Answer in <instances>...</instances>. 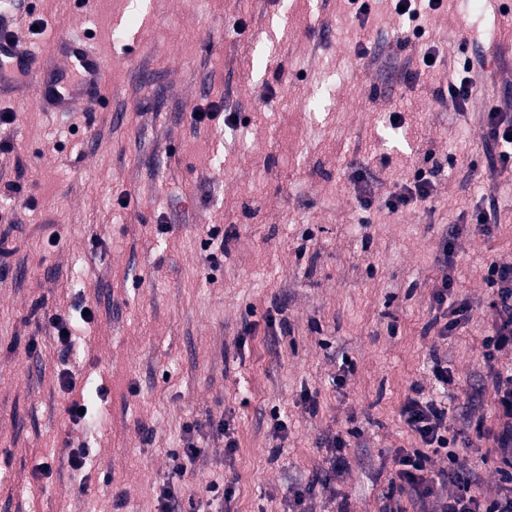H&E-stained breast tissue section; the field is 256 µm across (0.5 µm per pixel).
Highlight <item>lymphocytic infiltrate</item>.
<instances>
[{
  "instance_id": "f902f5d3",
  "label": "lymphocytic infiltrate",
  "mask_w": 512,
  "mask_h": 512,
  "mask_svg": "<svg viewBox=\"0 0 512 512\" xmlns=\"http://www.w3.org/2000/svg\"><path fill=\"white\" fill-rule=\"evenodd\" d=\"M483 144L491 171L512 169L511 118L495 110L487 112ZM486 283L494 320L491 333L482 342L483 358L498 365L493 385L497 426L488 430L487 437L503 464V483L494 492H476L465 466L450 448L448 405L426 392L427 385L445 387L452 382L447 361L437 358L429 384H415L401 406L400 413L419 445L395 449L394 471L389 479L391 492L381 512H408L400 501L404 494L418 504V512H512V257L493 259ZM453 291L454 280L445 273L430 297V306L441 319L436 336L442 341L471 320L470 300H452ZM206 428L223 438L225 455L235 452L237 440L229 420L212 419L205 425L189 423L182 447L170 454L173 474L181 478L193 475L205 453L200 436ZM326 445L330 454L324 477L287 489L288 504L294 512H348L347 500L339 492L348 470L343 456L347 442L335 434L327 438ZM206 491L203 498L188 496L183 485L161 481L154 491L155 512H229L235 496L233 482L213 480Z\"/></svg>"
}]
</instances>
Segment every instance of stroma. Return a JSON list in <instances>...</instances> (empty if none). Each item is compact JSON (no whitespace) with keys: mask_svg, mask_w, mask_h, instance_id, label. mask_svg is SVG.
I'll use <instances>...</instances> for the list:
<instances>
[{"mask_svg":"<svg viewBox=\"0 0 512 512\" xmlns=\"http://www.w3.org/2000/svg\"><path fill=\"white\" fill-rule=\"evenodd\" d=\"M503 6L445 0L415 42L390 0H373L365 22L345 0H6L8 26L37 51L77 34L106 74L99 99L70 113L43 111L26 89L0 100L15 116L0 126V179L21 185L0 196V512H154L183 425L212 415L237 449L225 457L204 436L188 493L204 497L221 475L232 512H285L288 484L322 472V440L341 432L350 512H380L394 449L417 445L400 407L430 378V293L452 229L454 296L473 311L442 351L448 418L476 489L500 484L483 437L492 396L472 418L461 410L472 386L493 383L484 277L512 256V171L491 175L482 151L487 112L512 114ZM425 44L436 65L407 81ZM467 57L483 65L460 110L436 92ZM198 109L213 120L194 126ZM227 112L241 124L225 125ZM394 112L406 119L396 134ZM419 169L434 174L430 202L388 210ZM490 203L497 222L477 229L471 215ZM214 227L224 253L212 262ZM38 301L95 312L69 360L77 383L107 390L89 427L65 412ZM275 312L286 333L267 329ZM78 442L91 448L83 481L66 464ZM50 453L54 473L39 479Z\"/></svg>","mask_w":512,"mask_h":512,"instance_id":"35a3bbf8","label":"stroma"}]
</instances>
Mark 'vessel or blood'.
<instances>
[{
  "mask_svg": "<svg viewBox=\"0 0 512 512\" xmlns=\"http://www.w3.org/2000/svg\"><path fill=\"white\" fill-rule=\"evenodd\" d=\"M103 80V64L85 38L59 36L51 53L40 56L9 28L0 29L1 98L26 88L43 108L71 112L96 97Z\"/></svg>",
  "mask_w": 512,
  "mask_h": 512,
  "instance_id": "obj_1",
  "label": "vessel or blood"
}]
</instances>
